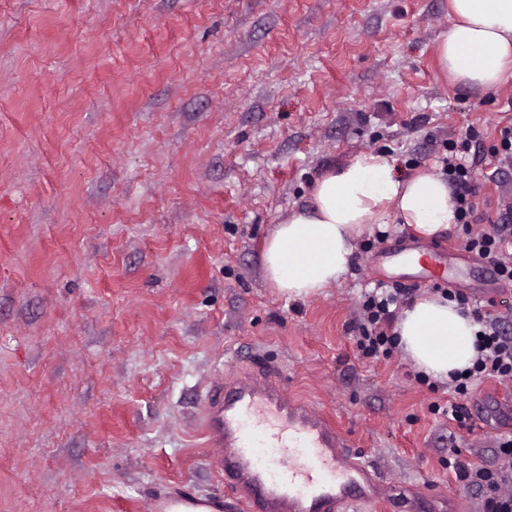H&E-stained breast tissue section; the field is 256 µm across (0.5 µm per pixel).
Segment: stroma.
<instances>
[{"mask_svg": "<svg viewBox=\"0 0 512 512\" xmlns=\"http://www.w3.org/2000/svg\"><path fill=\"white\" fill-rule=\"evenodd\" d=\"M447 29L448 0H0V512L228 495L203 408L256 362L381 480L480 512L448 457L497 464L512 417L485 394L512 382L479 384L461 429L434 410L450 385L356 344L382 248L454 247V289L482 286L460 225L365 232L339 285L307 299L263 272L274 224L365 150L411 171L470 139L473 232L512 214L496 152L512 80L440 79Z\"/></svg>", "mask_w": 512, "mask_h": 512, "instance_id": "35a3bbf8", "label": "stroma"}]
</instances>
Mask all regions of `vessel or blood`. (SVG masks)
<instances>
[{
	"mask_svg": "<svg viewBox=\"0 0 512 512\" xmlns=\"http://www.w3.org/2000/svg\"><path fill=\"white\" fill-rule=\"evenodd\" d=\"M215 469L243 512H334L357 500L375 507L393 497L364 457L350 455L333 423L292 398L281 374L260 366L225 383L204 406ZM222 512L223 501L173 496L155 512Z\"/></svg>",
	"mask_w": 512,
	"mask_h": 512,
	"instance_id": "b4317fda",
	"label": "vessel or blood"
}]
</instances>
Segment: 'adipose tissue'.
<instances>
[{
  "mask_svg": "<svg viewBox=\"0 0 512 512\" xmlns=\"http://www.w3.org/2000/svg\"><path fill=\"white\" fill-rule=\"evenodd\" d=\"M441 76L484 91L512 79V0H448V30L437 44ZM401 223L431 237L455 222L452 189L433 168L400 176L389 155L368 150L317 178L309 207L276 224L264 247L265 278L288 298L339 284L356 237ZM480 326L437 294L405 306L394 331L416 369L446 383L472 367Z\"/></svg>",
  "mask_w": 512,
  "mask_h": 512,
  "instance_id": "obj_1",
  "label": "adipose tissue"
}]
</instances>
